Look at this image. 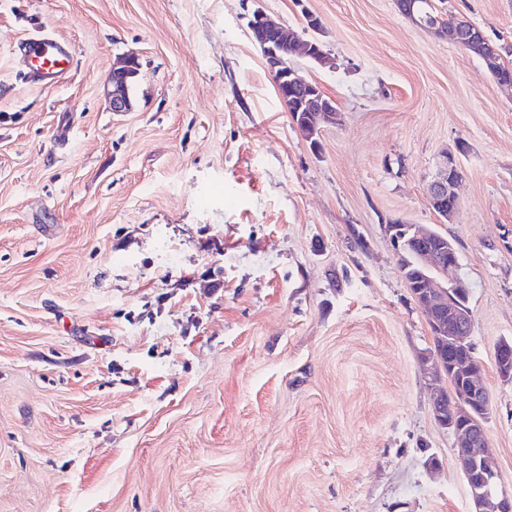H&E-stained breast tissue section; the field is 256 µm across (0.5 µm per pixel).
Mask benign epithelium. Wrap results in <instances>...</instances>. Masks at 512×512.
Returning a JSON list of instances; mask_svg holds the SVG:
<instances>
[{
    "mask_svg": "<svg viewBox=\"0 0 512 512\" xmlns=\"http://www.w3.org/2000/svg\"><path fill=\"white\" fill-rule=\"evenodd\" d=\"M251 36L261 40L265 59L271 72L276 76V87L282 100L300 94V108L315 113V125L338 124L340 113L335 102L310 91L313 84L301 77L297 70L288 66L279 56L277 48L266 40V36L279 40L284 38L292 49H300L309 59L321 66L332 64V58L325 52L320 41L304 40L291 28L276 22L257 9L248 22ZM436 34L450 43H461L476 56H482L488 39L483 31L464 16L451 25L433 26ZM138 62L128 58L112 68L107 78L105 99L114 113L121 114L132 108L129 97V81L137 74ZM459 178L458 156L452 150L441 153L432 182L429 185V206L454 221L459 200L455 186ZM446 251L421 247L419 260L427 267L445 268L454 274L455 265H443ZM417 303L429 323L442 334L446 353L432 352V366L429 369L430 385L437 389L433 399V413L437 422L457 438L454 454L458 468L467 478L470 490V512H512V493L498 489V474L491 463V450L486 431L487 415L483 410L490 403L488 390L480 378L481 365L473 355L470 342L472 312L453 303L447 289L435 280L420 284ZM494 364L498 376L504 382H512V348L495 349ZM453 375L461 377V389L455 394V405L446 407L443 384Z\"/></svg>",
    "mask_w": 512,
    "mask_h": 512,
    "instance_id": "7a95c632",
    "label": "benign epithelium"
}]
</instances>
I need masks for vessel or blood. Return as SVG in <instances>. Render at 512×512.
<instances>
[{
	"mask_svg": "<svg viewBox=\"0 0 512 512\" xmlns=\"http://www.w3.org/2000/svg\"><path fill=\"white\" fill-rule=\"evenodd\" d=\"M20 52L29 68V78L43 86L61 83L73 64L68 43L41 28L21 42Z\"/></svg>",
	"mask_w": 512,
	"mask_h": 512,
	"instance_id": "b4317fda",
	"label": "vessel or blood"
}]
</instances>
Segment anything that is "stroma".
I'll return each mask as SVG.
<instances>
[{
  "mask_svg": "<svg viewBox=\"0 0 512 512\" xmlns=\"http://www.w3.org/2000/svg\"><path fill=\"white\" fill-rule=\"evenodd\" d=\"M258 8L334 60L290 59L342 115L317 146ZM440 8L512 64V0ZM35 25L71 47L61 85L18 78ZM447 149L450 224L427 200ZM395 220L457 248L511 492L512 93L478 57L395 0H0V512H468ZM137 70L138 62L135 58L124 59L112 68L105 88V99L112 112L121 114L132 108L128 85Z\"/></svg>",
  "mask_w": 512,
  "mask_h": 512,
  "instance_id": "1",
  "label": "stroma"
}]
</instances>
